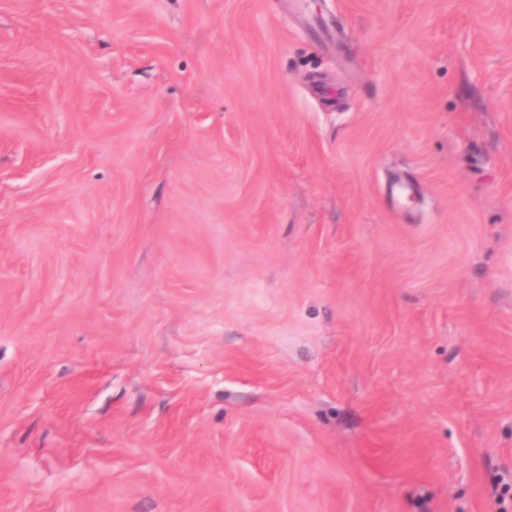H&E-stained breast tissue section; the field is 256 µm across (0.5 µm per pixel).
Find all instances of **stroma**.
I'll use <instances>...</instances> for the list:
<instances>
[{"label":"stroma","instance_id":"35a3bbf8","mask_svg":"<svg viewBox=\"0 0 512 512\" xmlns=\"http://www.w3.org/2000/svg\"><path fill=\"white\" fill-rule=\"evenodd\" d=\"M512 0H0V512H500Z\"/></svg>","mask_w":512,"mask_h":512}]
</instances>
